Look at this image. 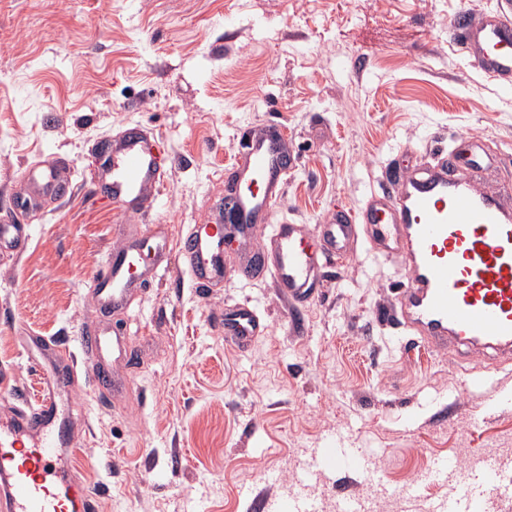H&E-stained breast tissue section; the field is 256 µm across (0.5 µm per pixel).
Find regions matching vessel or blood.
<instances>
[{
    "label": "vessel or blood",
    "mask_w": 512,
    "mask_h": 512,
    "mask_svg": "<svg viewBox=\"0 0 512 512\" xmlns=\"http://www.w3.org/2000/svg\"><path fill=\"white\" fill-rule=\"evenodd\" d=\"M453 36L486 77L512 80L511 11L502 8L475 21L460 14ZM238 155L228 189L229 224H192L175 240L164 227L150 226L152 267L165 269L180 259L200 288L220 284L230 273L247 280L259 269L296 306L316 297L327 267L344 263L361 247L404 269L395 317L415 341L512 361V178L500 180L492 191L475 187L473 173L484 162L478 143L450 148L427 164L409 162L396 184L371 192L359 212L337 210L330 223L313 230L271 222L290 170L282 126L243 137ZM26 177L33 195L59 191L56 167L35 165ZM99 180L114 209L140 214L148 194L160 193L164 185L157 143L141 132L115 139ZM266 223L272 231L261 268L243 263L227 271L226 230L247 242ZM27 237L25 225L0 217V249H21ZM132 255L128 247L113 250L94 275L91 287L101 307H123L145 287L146 275L136 271ZM223 322L225 341L240 348L266 330L245 302L226 306ZM79 345L99 360L122 349L120 339L107 331L81 337ZM57 358L62 368L45 374L36 402L0 424V512H96L85 482L63 461L61 391L75 368L70 350L58 351ZM366 463L360 449L331 444L320 449L313 466L356 473ZM503 493H512V478L476 470L462 499L445 512H486L489 499Z\"/></svg>",
    "instance_id": "obj_1"
}]
</instances>
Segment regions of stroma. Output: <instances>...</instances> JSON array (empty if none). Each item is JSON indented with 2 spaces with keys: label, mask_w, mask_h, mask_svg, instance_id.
<instances>
[{
  "label": "stroma",
  "mask_w": 512,
  "mask_h": 512,
  "mask_svg": "<svg viewBox=\"0 0 512 512\" xmlns=\"http://www.w3.org/2000/svg\"><path fill=\"white\" fill-rule=\"evenodd\" d=\"M502 0H0V211L29 225L0 254V419L34 399L44 356L69 348L64 398L79 475L98 512H256L301 493L318 512H429L451 487L436 466L512 454V364L400 341L388 311L404 280L358 251L292 309L269 277L196 288L179 264L121 311H102L93 274L123 230L203 224L224 198L240 139L285 126L294 165L272 215L311 226L356 209L397 169L482 141L512 172V83L485 77L452 40L458 13ZM156 135L166 183L146 214H116L96 190L97 146L125 129ZM57 166L65 201L27 209L26 167ZM248 302L265 335L224 343L225 305ZM108 326L129 359L102 392L77 327ZM42 341L26 348L29 337ZM364 449V473L311 472L328 443Z\"/></svg>",
  "instance_id": "1"
}]
</instances>
